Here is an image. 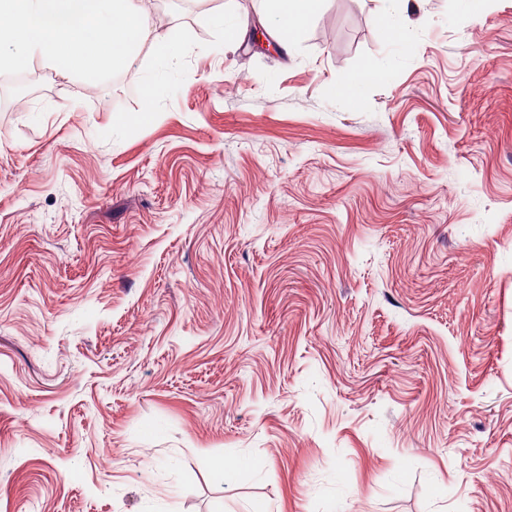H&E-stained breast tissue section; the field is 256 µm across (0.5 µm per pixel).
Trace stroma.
Returning <instances> with one entry per match:
<instances>
[{"label": "stroma", "mask_w": 512, "mask_h": 512, "mask_svg": "<svg viewBox=\"0 0 512 512\" xmlns=\"http://www.w3.org/2000/svg\"><path fill=\"white\" fill-rule=\"evenodd\" d=\"M141 4L199 47L132 136L149 48L0 75V512H512V0L270 52L204 22L265 0ZM211 467L216 478L230 488L244 470L257 471L260 469V464L254 460L225 457L213 460Z\"/></svg>", "instance_id": "obj_1"}]
</instances>
